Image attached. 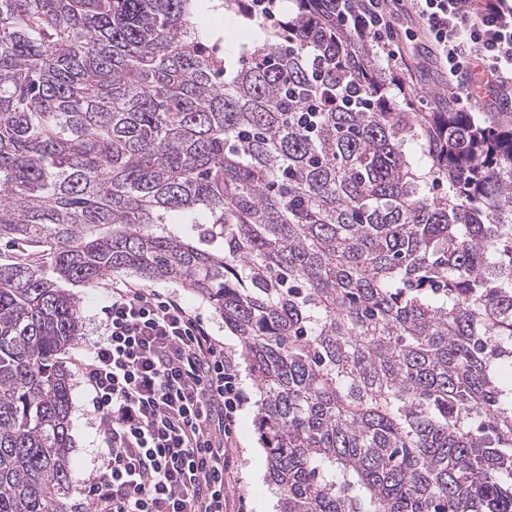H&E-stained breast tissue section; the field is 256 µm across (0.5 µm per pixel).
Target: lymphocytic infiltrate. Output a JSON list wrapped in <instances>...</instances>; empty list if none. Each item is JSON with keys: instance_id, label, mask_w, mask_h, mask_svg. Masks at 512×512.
I'll return each instance as SVG.
<instances>
[{"instance_id": "obj_1", "label": "lymphocytic infiltrate", "mask_w": 512, "mask_h": 512, "mask_svg": "<svg viewBox=\"0 0 512 512\" xmlns=\"http://www.w3.org/2000/svg\"><path fill=\"white\" fill-rule=\"evenodd\" d=\"M356 0L349 14L385 57L399 92L416 89L415 49L449 84L512 103V0ZM78 368L97 416L102 467L70 512H244L234 494L244 404L232 351L171 293L116 282L103 334Z\"/></svg>"}]
</instances>
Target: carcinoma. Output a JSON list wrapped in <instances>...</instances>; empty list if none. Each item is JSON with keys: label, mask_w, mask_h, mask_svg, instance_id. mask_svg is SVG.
I'll list each match as a JSON object with an SVG mask.
<instances>
[{"label": "carcinoma", "mask_w": 512, "mask_h": 512, "mask_svg": "<svg viewBox=\"0 0 512 512\" xmlns=\"http://www.w3.org/2000/svg\"><path fill=\"white\" fill-rule=\"evenodd\" d=\"M289 2L0 0V512H67L72 289L118 271L237 336L280 512H512V112ZM203 14L202 24L205 27L224 35L226 48L233 49L234 46L243 38V34L240 31L229 26L227 19L224 18L223 12L204 11Z\"/></svg>", "instance_id": "cac0c4a2"}]
</instances>
